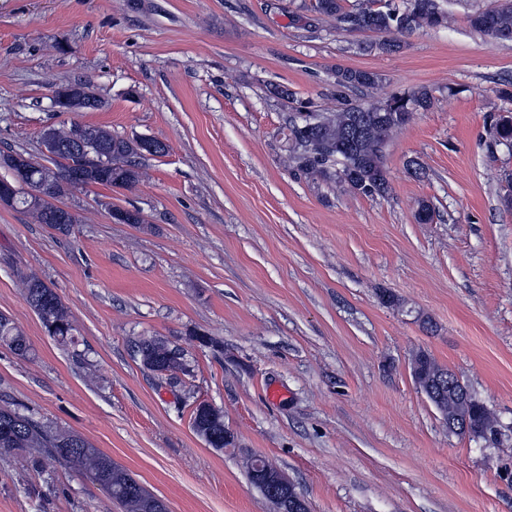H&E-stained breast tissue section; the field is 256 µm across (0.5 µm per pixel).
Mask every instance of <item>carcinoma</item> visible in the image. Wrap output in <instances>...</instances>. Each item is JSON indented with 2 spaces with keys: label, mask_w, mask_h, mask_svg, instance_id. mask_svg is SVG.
Segmentation results:
<instances>
[{
  "label": "carcinoma",
  "mask_w": 512,
  "mask_h": 512,
  "mask_svg": "<svg viewBox=\"0 0 512 512\" xmlns=\"http://www.w3.org/2000/svg\"><path fill=\"white\" fill-rule=\"evenodd\" d=\"M314 10L336 21V28L345 32L412 33L421 27L436 28L447 23L448 15L438 0H403L398 6L392 0H380L374 7L366 3L344 6V0H314ZM468 22L471 28L493 42L512 41V0L494 7L473 11ZM379 81L377 74L361 70L339 69L335 75L336 101L341 107L334 112L299 111L289 119L288 130L294 143L292 160L305 175L336 179L365 196H384L389 181L384 153L390 136L405 126L413 113L426 111L434 98L427 88L390 95L382 102L357 104L349 94L371 88ZM494 142L512 151V112L506 110L492 124ZM95 146L112 154V175L94 174L88 184L108 188L129 187L139 178L136 164L137 141L114 136L101 127L86 126ZM71 129L52 128L51 136L58 146L55 168L38 162L30 163L38 180L60 185L72 181L62 162L71 149ZM60 197L46 192V197L22 195L19 205L32 214L39 224L46 223L47 213L56 209ZM25 299L42 322L47 333L61 343L74 342L75 328L59 295L33 275L22 277ZM0 345L25 357L30 345L15 323L0 313ZM134 355L148 370L158 372L170 384H177L176 373H190L183 350L155 339L143 338L134 345ZM415 383L429 401L450 415H468L484 425L491 420L484 403L466 389L463 395L448 388V380L457 376L438 364L429 354H417ZM192 427L213 448L234 445L224 439V413L210 418H191ZM33 448L45 459L79 467L88 472L117 502L123 512H162L165 504L155 497L126 469L116 464L100 449L81 436L62 433L26 407L0 406V452ZM271 478L262 494L269 500L281 499L288 493L276 479L277 467L270 465Z\"/></svg>",
  "instance_id": "carcinoma-1"
}]
</instances>
